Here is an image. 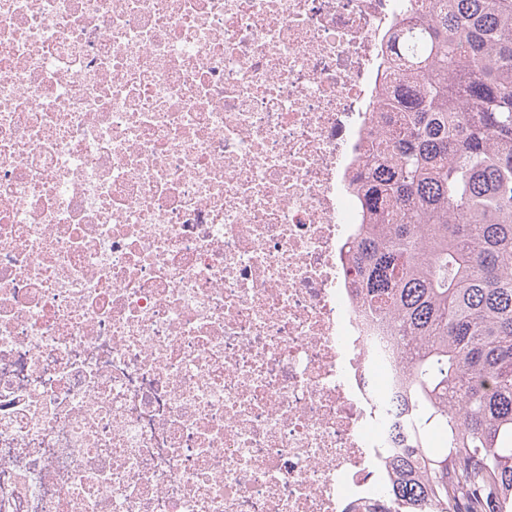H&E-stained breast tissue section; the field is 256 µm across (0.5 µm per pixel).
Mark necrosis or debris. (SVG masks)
Instances as JSON below:
<instances>
[{"label":"necrosis or debris","mask_w":512,"mask_h":512,"mask_svg":"<svg viewBox=\"0 0 512 512\" xmlns=\"http://www.w3.org/2000/svg\"><path fill=\"white\" fill-rule=\"evenodd\" d=\"M414 3L0 0V512L387 498L344 243Z\"/></svg>","instance_id":"necrosis-or-debris-1"}]
</instances>
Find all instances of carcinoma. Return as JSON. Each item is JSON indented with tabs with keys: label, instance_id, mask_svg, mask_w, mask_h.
Here are the masks:
<instances>
[{
	"label": "carcinoma",
	"instance_id": "1",
	"mask_svg": "<svg viewBox=\"0 0 512 512\" xmlns=\"http://www.w3.org/2000/svg\"><path fill=\"white\" fill-rule=\"evenodd\" d=\"M355 177L362 301L407 367L386 503L512 512V0H426L388 45Z\"/></svg>",
	"mask_w": 512,
	"mask_h": 512
}]
</instances>
